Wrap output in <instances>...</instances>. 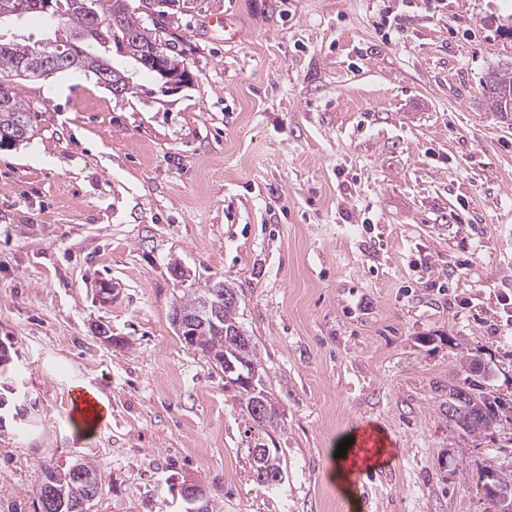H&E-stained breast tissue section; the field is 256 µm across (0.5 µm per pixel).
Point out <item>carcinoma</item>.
<instances>
[{
    "instance_id": "cac0c4a2",
    "label": "carcinoma",
    "mask_w": 512,
    "mask_h": 512,
    "mask_svg": "<svg viewBox=\"0 0 512 512\" xmlns=\"http://www.w3.org/2000/svg\"><path fill=\"white\" fill-rule=\"evenodd\" d=\"M43 0H0V13L20 12L22 15H40L56 20L66 26L63 37H54L42 47L38 43L9 41L10 57L23 61L35 52L46 50L51 54L62 55L68 51L70 40L77 34L85 35L78 42L80 52L77 55V69H84L99 76L103 64L108 62L105 53L111 46L125 39L123 27L134 29V47L139 50L135 61L153 76H158L150 65L145 51L162 45L161 33L165 31L167 8L176 0H50L53 7L44 11L39 7ZM154 16L152 27L143 23L141 11ZM485 105L494 112H512V67L494 71L491 83L483 85ZM21 115L25 125L18 130V141L31 139L34 134V113L24 105L15 88L0 84V125L9 124L14 117ZM238 296L232 288L222 282L208 283L197 288L174 311L197 320L196 335L192 342L197 351L208 358L216 368L224 372V378L237 387L240 404L249 417H254L253 406L257 399L265 402L263 415L254 425L257 427L255 442H265V436L277 431L281 426V415L269 393L259 389L254 393L240 377L249 375L246 365L253 363L261 366L257 357V342L250 341L249 350L243 351L229 339V334L241 328L237 321ZM474 359L468 358L457 366L448 378V409L452 415L448 422L462 436L477 437L490 430L501 420L506 410L504 403L496 395L489 383L488 364L476 370L472 367ZM264 469L267 473H282L278 456L268 451L260 458L253 459V471ZM101 477L99 468L91 461H81L65 470L52 466L45 468L43 479L38 487V512H90L92 502L88 497L82 477ZM483 496L488 512H496L494 494L511 492L512 477L490 466L485 472Z\"/></svg>"
}]
</instances>
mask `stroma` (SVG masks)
I'll use <instances>...</instances> for the list:
<instances>
[{
	"instance_id": "35a3bbf8",
	"label": "stroma",
	"mask_w": 512,
	"mask_h": 512,
	"mask_svg": "<svg viewBox=\"0 0 512 512\" xmlns=\"http://www.w3.org/2000/svg\"><path fill=\"white\" fill-rule=\"evenodd\" d=\"M164 38L182 87L117 51L121 97L83 70L0 71L36 115L0 148V343L30 410L0 427V512H36L45 467L80 459L103 474L91 512H178L171 479L212 512H482L486 466L512 475V422L463 438L442 405L466 354L512 400V112L480 103L512 63V0H180ZM214 281L280 404L273 486L236 389L173 323ZM78 386L108 409L87 433ZM371 428L400 453L354 510L330 474Z\"/></svg>"
}]
</instances>
